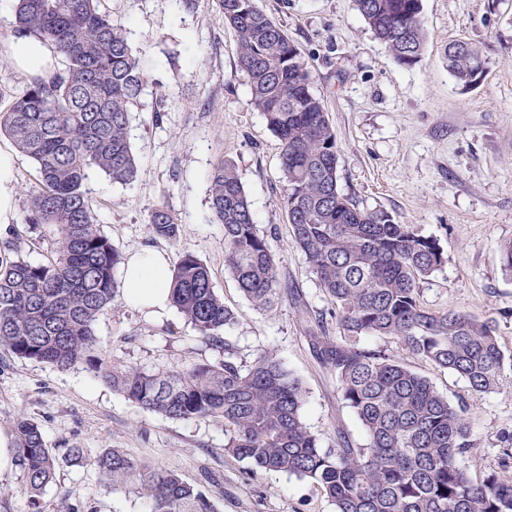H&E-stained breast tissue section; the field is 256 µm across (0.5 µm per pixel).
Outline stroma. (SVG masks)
Wrapping results in <instances>:
<instances>
[{
	"label": "stroma",
	"mask_w": 512,
	"mask_h": 512,
	"mask_svg": "<svg viewBox=\"0 0 512 512\" xmlns=\"http://www.w3.org/2000/svg\"><path fill=\"white\" fill-rule=\"evenodd\" d=\"M298 45L311 90L329 113L339 155V187L360 206L383 209L419 235L439 242L444 261L419 284L421 304L434 312L493 318L503 352L512 356V272L502 248L512 241V0H422L427 42L422 60L399 64L371 33L353 0H258ZM121 25L144 72L131 114L129 140L137 159L134 182H112L90 170L85 188L102 233L123 254L185 251L210 268L218 294L235 314L224 336L248 365L270 351L307 390L304 419L324 447L337 431L360 446L366 434L343 404L336 375L315 356L309 329L316 318L335 325L304 255L293 245L283 204L280 144L251 101L237 65V36L215 0H102ZM14 0H0V109L27 73L7 48ZM451 39L481 47V83L462 89L449 74ZM232 162L264 231L280 276L297 294L263 312L239 292L224 267V231L209 206L210 175ZM168 206L177 240L152 236V211ZM98 344L113 359L148 370L215 362L223 354L178 310L160 321L116 299L95 324ZM360 346L403 356L450 403L467 409L474 446L458 459L477 481L512 478V370L495 391L478 394L456 375L403 355L387 337ZM27 412L59 460L56 479L40 497L42 512H148L131 490L113 491L93 465L106 448L173 471L212 494L218 512H334L307 479L283 473L250 476L224 450L220 421H177L146 411L82 367L60 370L17 357L0 359V433ZM80 449V457L69 449Z\"/></svg>",
	"instance_id": "1"
}]
</instances>
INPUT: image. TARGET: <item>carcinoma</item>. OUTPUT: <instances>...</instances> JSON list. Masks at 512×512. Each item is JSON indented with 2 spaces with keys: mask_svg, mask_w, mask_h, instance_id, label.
Segmentation results:
<instances>
[{
  "mask_svg": "<svg viewBox=\"0 0 512 512\" xmlns=\"http://www.w3.org/2000/svg\"><path fill=\"white\" fill-rule=\"evenodd\" d=\"M100 0H15L12 35L48 45L60 67L32 75L0 110V135L35 165L37 185L22 223L42 229L53 255L22 256V240H0V354L67 369L81 365L139 407L169 419L214 418L228 428L225 452L250 463V474L281 472L314 482L335 512H512V479L473 480L458 457L473 447L467 410L454 406L402 358L358 346L362 336L396 340L402 351L464 378L476 393L499 387L505 357L495 321L434 313L419 283L443 263L433 240L382 209L359 207L339 188L336 139L323 100L310 90L304 57L257 0H217L238 38V63L252 103L280 142L289 233L336 305L340 338L311 337L336 374L341 399L366 433L354 447L339 434L325 448L307 426L306 390L271 352L238 363L223 337L234 314L211 272L192 252L171 271V301L205 340L224 350L215 363L145 371L122 365L98 347L95 323L117 296L122 253L101 233L85 190L88 171L114 183L137 174L127 136L144 75L123 29ZM374 36L398 62L423 57L422 0H355ZM448 71L464 88L485 71L480 48L448 42ZM210 205L224 229V264L242 295L270 312L294 295L281 280L267 236L255 224L234 165L211 173ZM150 234L177 240L179 224L161 205ZM15 461L30 499L54 481L58 462L37 422L12 421ZM113 490L134 488L149 512H218L213 496L175 472L151 467L121 448L94 460Z\"/></svg>",
  "mask_w": 512,
  "mask_h": 512,
  "instance_id": "1",
  "label": "carcinoma"
}]
</instances>
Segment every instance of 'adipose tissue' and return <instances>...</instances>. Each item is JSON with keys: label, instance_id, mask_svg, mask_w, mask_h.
Instances as JSON below:
<instances>
[{"label": "adipose tissue", "instance_id": "adipose-tissue-1", "mask_svg": "<svg viewBox=\"0 0 512 512\" xmlns=\"http://www.w3.org/2000/svg\"><path fill=\"white\" fill-rule=\"evenodd\" d=\"M169 267L164 253L144 249L129 256L124 265L126 302L149 316L164 317L170 305Z\"/></svg>", "mask_w": 512, "mask_h": 512}]
</instances>
